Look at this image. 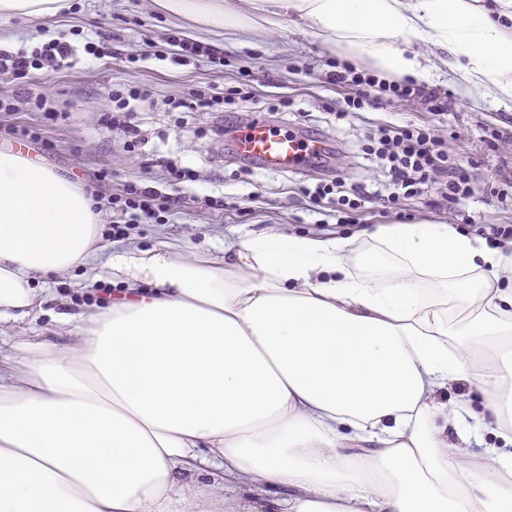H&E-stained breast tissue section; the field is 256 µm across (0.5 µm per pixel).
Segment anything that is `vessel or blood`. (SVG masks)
Segmentation results:
<instances>
[{
  "label": "vessel or blood",
  "instance_id": "obj_1",
  "mask_svg": "<svg viewBox=\"0 0 512 512\" xmlns=\"http://www.w3.org/2000/svg\"><path fill=\"white\" fill-rule=\"evenodd\" d=\"M329 147L321 136L283 133L263 121L250 124L233 142L237 155L272 171L306 167L324 156Z\"/></svg>",
  "mask_w": 512,
  "mask_h": 512
}]
</instances>
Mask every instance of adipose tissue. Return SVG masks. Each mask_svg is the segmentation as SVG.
I'll list each match as a JSON object with an SVG mask.
<instances>
[{
    "instance_id": "ef3b65f1",
    "label": "adipose tissue",
    "mask_w": 512,
    "mask_h": 512,
    "mask_svg": "<svg viewBox=\"0 0 512 512\" xmlns=\"http://www.w3.org/2000/svg\"><path fill=\"white\" fill-rule=\"evenodd\" d=\"M154 2L207 32L286 24L419 83L444 66L512 102V0ZM68 7L0 0V22ZM95 239L82 189L0 146V322L39 312L37 278L89 266ZM511 265L432 222L248 232L220 264L113 251L111 302L60 320L72 345L0 358V512H512ZM463 376L503 447L474 453L481 420L437 401Z\"/></svg>"
}]
</instances>
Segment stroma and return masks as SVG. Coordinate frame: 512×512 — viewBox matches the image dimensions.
Returning <instances> with one entry per match:
<instances>
[{"label":"stroma","mask_w":512,"mask_h":512,"mask_svg":"<svg viewBox=\"0 0 512 512\" xmlns=\"http://www.w3.org/2000/svg\"><path fill=\"white\" fill-rule=\"evenodd\" d=\"M43 27L65 35L73 55L67 67L50 72L32 90L67 103L68 110L52 125L44 124L41 113L25 104L13 112H0V144H15L14 129L25 127L31 132L25 145L32 155L85 192L94 191V173L106 168L112 172L113 191L134 182L185 199L183 206L173 209L163 221H143L122 235L112 230L111 212L102 213L97 226L100 257L134 242L145 249L176 246L185 256L220 262L225 242L235 241L246 231L273 229L319 238L355 232V225L338 223L327 208L309 211L305 201L295 197L299 184L315 186L321 171L310 169L300 178L261 170L235 159L226 139L216 135V127L224 122L223 113L168 110L167 101L184 97L195 88L248 84L261 94L292 96L301 119L290 121L280 114L269 117V124L284 133L306 127L323 131L342 152L341 157L330 160V168L350 178L379 177L376 163L362 169L350 166L351 156L359 151L377 120L429 123L447 142L453 160L474 169L480 189L465 206L440 213L430 208L425 195L402 201L406 219L457 224L473 233L478 225L512 214V188H505L503 201L489 199L484 192L490 185L504 188L503 173L512 174V103L501 104L479 91L459 87L447 73L435 74L430 82L450 98V108L444 114H432L426 104L412 100L340 121L333 109L343 93L324 82L327 63L335 58V51L284 27L262 30L247 44L232 29L202 37L192 23L160 12L154 0H71L70 10ZM43 27L10 21L5 25L10 37L0 47L11 52L33 50L41 44L36 33ZM174 31L222 51L223 69L173 65L168 35ZM99 41L105 46L103 55L88 54L87 44ZM146 47L152 48L153 54L143 61L138 54ZM142 85L151 88L157 106L138 113L135 123L140 142L129 151L122 129L103 124L97 107L111 105L114 92ZM488 128L499 134L492 148L483 140ZM171 165L193 169L196 180L171 184L167 172ZM217 200L222 209L214 208ZM39 285L45 290L41 312L1 323L0 352L9 353L18 336H54L60 345L72 344V336L62 332L57 322L58 315L85 313L112 290L107 279H95L92 271L81 268L46 276Z\"/></svg>","instance_id":"obj_1"}]
</instances>
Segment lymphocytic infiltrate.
<instances>
[{
    "label": "lymphocytic infiltrate",
    "instance_id": "1",
    "mask_svg": "<svg viewBox=\"0 0 512 512\" xmlns=\"http://www.w3.org/2000/svg\"><path fill=\"white\" fill-rule=\"evenodd\" d=\"M71 54L64 36L45 41L40 48L26 53L0 52V82L13 89L11 100L0 99V112H9L15 103L32 98L31 86L41 63L55 67L66 64ZM328 84L349 88L350 94L336 107L337 119L366 108L379 110L397 100L418 99L428 104L430 111L443 113L448 109V97L427 85L410 79L386 81L358 72L347 60H333L326 73ZM364 156L380 162L382 179L376 186L363 182L347 183L336 176L321 180L316 187H302V194L312 201L329 200L341 224L361 223L366 213L395 208L400 200L435 192V208L444 209L472 198L477 178L465 168L448 161V148L433 129L413 124L393 122L378 124L370 133L363 149ZM100 208L112 210L117 223L136 224L141 219L161 220L173 207L182 206L178 196H162L149 187L127 184L118 196L99 198Z\"/></svg>",
    "mask_w": 512,
    "mask_h": 512
}]
</instances>
